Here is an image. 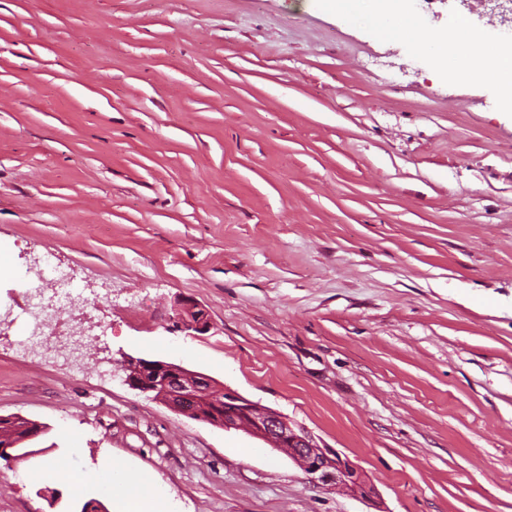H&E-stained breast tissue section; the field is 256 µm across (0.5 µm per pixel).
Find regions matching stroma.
<instances>
[{
	"label": "stroma",
	"mask_w": 512,
	"mask_h": 512,
	"mask_svg": "<svg viewBox=\"0 0 512 512\" xmlns=\"http://www.w3.org/2000/svg\"><path fill=\"white\" fill-rule=\"evenodd\" d=\"M426 30L512 42L482 0ZM99 298L77 361L15 350L29 267ZM210 331H183L181 303ZM132 355L276 410L376 501L131 389ZM0 512H113L115 459L173 512H512V110L444 51L313 0H0ZM96 473L85 492L29 472ZM27 423H28L27 421H22L20 419H15V420L0 419V437H2V435H10V436L15 435V436H17L15 439L16 441H18V442L22 441L23 439H25L28 436L29 430L23 429ZM36 430H37L36 428H33L29 432H30V434H33ZM0 440H3V443L0 444V455H2L4 457L11 456V454L7 450L15 447L18 444V442L14 443V442H12V439L7 440L4 438H0ZM23 443H25V442H21L20 444H18L17 448H20L21 446H19V445H22Z\"/></svg>",
	"instance_id": "obj_1"
}]
</instances>
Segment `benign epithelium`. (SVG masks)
<instances>
[{
    "instance_id": "7a95c632",
    "label": "benign epithelium",
    "mask_w": 512,
    "mask_h": 512,
    "mask_svg": "<svg viewBox=\"0 0 512 512\" xmlns=\"http://www.w3.org/2000/svg\"><path fill=\"white\" fill-rule=\"evenodd\" d=\"M185 331L192 336L209 332L207 312L187 302L180 313ZM125 383L173 411L206 422L216 428L243 430L275 449H288L291 458L315 484L343 487L369 498L374 488L362 477L358 467L337 450L320 444L307 430L283 414L253 402L240 394L224 390V404L216 402L211 380L186 368L160 360L126 356L122 361Z\"/></svg>"
}]
</instances>
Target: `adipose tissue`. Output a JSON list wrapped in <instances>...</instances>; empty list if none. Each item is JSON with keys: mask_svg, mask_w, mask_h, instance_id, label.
<instances>
[{"mask_svg": "<svg viewBox=\"0 0 512 512\" xmlns=\"http://www.w3.org/2000/svg\"><path fill=\"white\" fill-rule=\"evenodd\" d=\"M336 11L365 16L374 25H390L393 34L421 42L424 29L411 21L402 0H315ZM460 38L468 48L467 66L472 74L492 73L498 83L502 100L512 104V45L487 41L481 34L460 30ZM112 480L121 487L115 512H169L165 491L154 479L142 472L124 470L113 465Z\"/></svg>", "mask_w": 512, "mask_h": 512, "instance_id": "obj_1", "label": "adipose tissue"}]
</instances>
